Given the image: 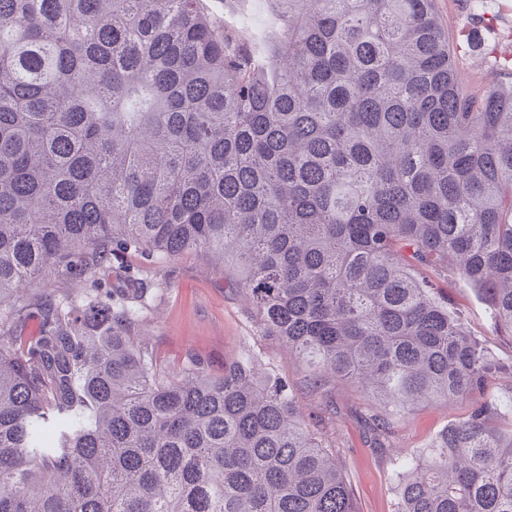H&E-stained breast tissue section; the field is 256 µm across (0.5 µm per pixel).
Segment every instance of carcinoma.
<instances>
[{
	"instance_id": "carcinoma-1",
	"label": "carcinoma",
	"mask_w": 512,
	"mask_h": 512,
	"mask_svg": "<svg viewBox=\"0 0 512 512\" xmlns=\"http://www.w3.org/2000/svg\"><path fill=\"white\" fill-rule=\"evenodd\" d=\"M246 47L199 0H0V512H356L288 381L175 373L137 333L129 254L224 266L316 388L452 402L493 362L441 284L512 333V81L471 97L435 0H277ZM34 336L17 334L33 307ZM483 405L402 465L396 512H512ZM47 288L46 293L53 298L62 299L68 297L75 304H79L88 288H90V281L55 278L50 281Z\"/></svg>"
}]
</instances>
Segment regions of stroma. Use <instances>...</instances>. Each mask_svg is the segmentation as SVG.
Listing matches in <instances>:
<instances>
[{
	"label": "stroma",
	"mask_w": 512,
	"mask_h": 512,
	"mask_svg": "<svg viewBox=\"0 0 512 512\" xmlns=\"http://www.w3.org/2000/svg\"><path fill=\"white\" fill-rule=\"evenodd\" d=\"M205 11L227 27L236 29L244 42H252L267 24L275 6L271 0H201ZM438 14L448 30L460 74L469 94L481 97L487 87L512 75V62L497 64L494 54L512 52V0H436ZM137 268L150 290L139 327L162 362L178 368L190 355L213 373L225 362L244 353L253 354L260 368L274 370L298 393L302 419L318 426L326 444L349 482L358 512H394L396 465L399 460L426 455L452 422L467 418L488 402L500 404L492 417L496 426L512 427V379L488 380L481 392L446 403L423 401L395 423V436L386 452L376 451L365 423L366 401L348 383L329 386L326 396L312 394L304 365L279 341L262 335L253 307L237 291L221 265L199 255L163 263L128 256L102 272L109 287L127 285L129 269ZM448 305L462 313L472 333L487 352L504 365L512 364V334L495 324L486 300L464 282L448 284Z\"/></svg>",
	"instance_id": "1"
}]
</instances>
